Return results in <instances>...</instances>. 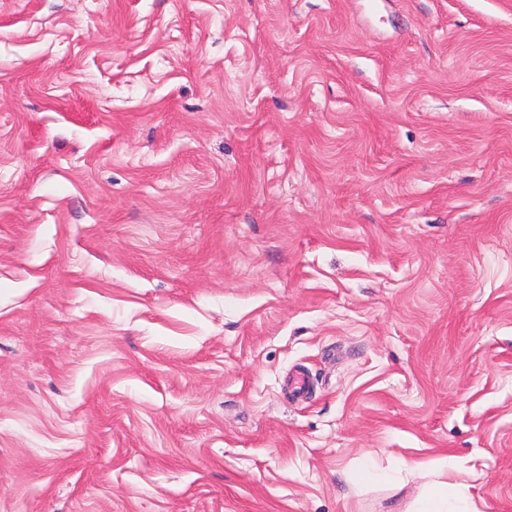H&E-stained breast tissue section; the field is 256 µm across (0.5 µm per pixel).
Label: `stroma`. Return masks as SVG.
<instances>
[{"instance_id": "stroma-1", "label": "stroma", "mask_w": 512, "mask_h": 512, "mask_svg": "<svg viewBox=\"0 0 512 512\" xmlns=\"http://www.w3.org/2000/svg\"><path fill=\"white\" fill-rule=\"evenodd\" d=\"M444 458L512 512V0H0V512Z\"/></svg>"}]
</instances>
